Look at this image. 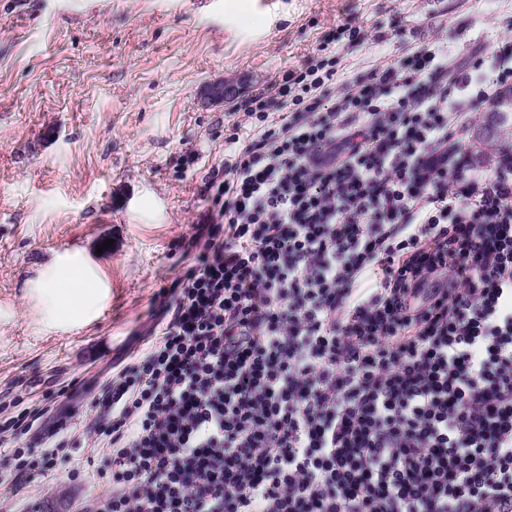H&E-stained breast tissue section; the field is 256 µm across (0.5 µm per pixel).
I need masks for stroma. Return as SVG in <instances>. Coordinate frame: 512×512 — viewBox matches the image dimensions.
I'll return each instance as SVG.
<instances>
[{
    "label": "stroma",
    "instance_id": "1",
    "mask_svg": "<svg viewBox=\"0 0 512 512\" xmlns=\"http://www.w3.org/2000/svg\"><path fill=\"white\" fill-rule=\"evenodd\" d=\"M512 0H0V425L76 384L81 424L112 368L154 323L162 289L216 207L230 134L245 106L287 71L336 56L343 71L393 62L446 40L469 48L511 33ZM364 41L345 47L340 24ZM232 93L206 98L207 85ZM108 294L79 328L43 323L32 293L62 255ZM86 486L35 477L0 512H81Z\"/></svg>",
    "mask_w": 512,
    "mask_h": 512
}]
</instances>
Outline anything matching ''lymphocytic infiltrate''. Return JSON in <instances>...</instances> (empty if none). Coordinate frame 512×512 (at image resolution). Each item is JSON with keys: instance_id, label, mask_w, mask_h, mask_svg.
Here are the masks:
<instances>
[{"instance_id": "1", "label": "lymphocytic infiltrate", "mask_w": 512, "mask_h": 512, "mask_svg": "<svg viewBox=\"0 0 512 512\" xmlns=\"http://www.w3.org/2000/svg\"><path fill=\"white\" fill-rule=\"evenodd\" d=\"M212 184L160 328L6 463L100 488L92 512H512V161L465 148L512 39L289 71ZM346 93L332 105L335 87ZM105 449L73 464L79 445Z\"/></svg>"}]
</instances>
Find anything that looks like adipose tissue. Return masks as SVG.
I'll return each mask as SVG.
<instances>
[{
  "label": "adipose tissue",
  "mask_w": 512,
  "mask_h": 512,
  "mask_svg": "<svg viewBox=\"0 0 512 512\" xmlns=\"http://www.w3.org/2000/svg\"><path fill=\"white\" fill-rule=\"evenodd\" d=\"M35 294L42 306L43 319L50 326L89 320L107 301L98 279L72 261L47 269Z\"/></svg>",
  "instance_id": "1"
}]
</instances>
